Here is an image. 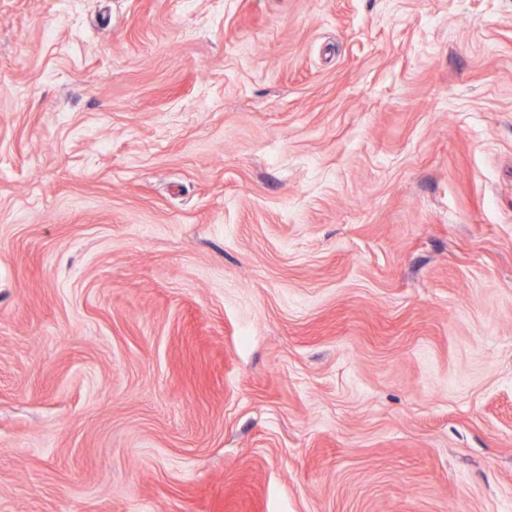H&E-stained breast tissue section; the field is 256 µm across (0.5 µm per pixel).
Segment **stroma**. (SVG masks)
Masks as SVG:
<instances>
[{"label": "stroma", "mask_w": 512, "mask_h": 512, "mask_svg": "<svg viewBox=\"0 0 512 512\" xmlns=\"http://www.w3.org/2000/svg\"><path fill=\"white\" fill-rule=\"evenodd\" d=\"M0 512H512V0H0Z\"/></svg>", "instance_id": "obj_1"}]
</instances>
